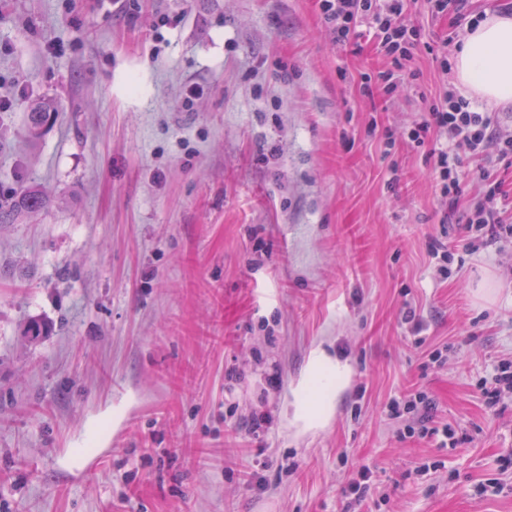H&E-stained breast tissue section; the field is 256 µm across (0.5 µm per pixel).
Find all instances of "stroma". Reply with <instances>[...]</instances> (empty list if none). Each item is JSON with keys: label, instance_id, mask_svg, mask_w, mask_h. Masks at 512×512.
Returning <instances> with one entry per match:
<instances>
[{"label": "stroma", "instance_id": "1", "mask_svg": "<svg viewBox=\"0 0 512 512\" xmlns=\"http://www.w3.org/2000/svg\"><path fill=\"white\" fill-rule=\"evenodd\" d=\"M488 13L411 0L423 42L367 99L388 61L318 0H0V202L47 197L0 226V512H512L478 494L512 482V401L478 388L512 363V240L467 250L480 183L446 207L408 139ZM320 350L350 381L305 432ZM410 388L446 446L389 419Z\"/></svg>", "mask_w": 512, "mask_h": 512}]
</instances>
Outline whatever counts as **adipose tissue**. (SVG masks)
Here are the masks:
<instances>
[{"label":"adipose tissue","instance_id":"adipose-tissue-1","mask_svg":"<svg viewBox=\"0 0 512 512\" xmlns=\"http://www.w3.org/2000/svg\"><path fill=\"white\" fill-rule=\"evenodd\" d=\"M453 69L472 95L512 101V16L490 15L475 25L456 53ZM347 378L344 363L316 353L300 387L298 419L308 427L325 422Z\"/></svg>","mask_w":512,"mask_h":512}]
</instances>
